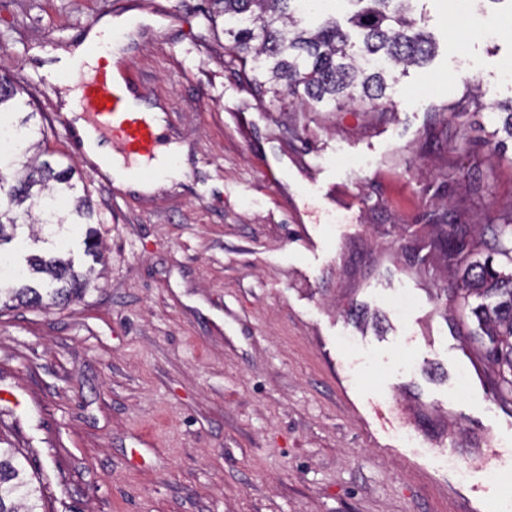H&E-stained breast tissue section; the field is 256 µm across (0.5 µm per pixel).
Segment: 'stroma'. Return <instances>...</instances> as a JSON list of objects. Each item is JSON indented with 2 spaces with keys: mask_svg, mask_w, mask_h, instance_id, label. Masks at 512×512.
<instances>
[{
  "mask_svg": "<svg viewBox=\"0 0 512 512\" xmlns=\"http://www.w3.org/2000/svg\"><path fill=\"white\" fill-rule=\"evenodd\" d=\"M206 0H0V74L65 60L105 15H157L127 43L183 178L113 193L66 140V84L34 92L55 161L83 174L102 260L64 307L0 310V446L45 512H478L512 468V408L461 348L442 224L512 208V0H417L436 42L380 100L257 94ZM479 83L475 101L464 79ZM412 305L399 311L396 301Z\"/></svg>",
  "mask_w": 512,
  "mask_h": 512,
  "instance_id": "1",
  "label": "stroma"
}]
</instances>
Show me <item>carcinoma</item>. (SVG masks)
<instances>
[{"mask_svg":"<svg viewBox=\"0 0 512 512\" xmlns=\"http://www.w3.org/2000/svg\"><path fill=\"white\" fill-rule=\"evenodd\" d=\"M306 2L212 0L216 10L205 19L213 24L224 17L229 63L241 69L252 63L259 91L284 90L318 103L351 98L356 89L366 98L381 99L391 71L420 65L434 53V43L411 16L412 0H354L364 4L351 17L359 31L356 42L334 20L304 25ZM21 89L11 75L0 74V123H5L0 133L18 137L0 168V246L17 238L21 228L34 226L49 229L58 245L27 259L29 271L48 280H20L0 288V304L61 305L78 298L88 285V276L75 270L61 250L71 226L94 223V209L89 199L73 194L74 167L39 160V144L30 140L36 113L23 111L16 100ZM499 108L505 116L492 137L494 149L503 153L499 135L512 140V101ZM486 233L489 238L477 240L467 224H443L433 247L460 275V298L472 321L465 339L484 362L492 397L501 406H512V210L486 225ZM0 512H44L41 487L11 448H0Z\"/></svg>","mask_w":512,"mask_h":512,"instance_id":"carcinoma-1","label":"carcinoma"}]
</instances>
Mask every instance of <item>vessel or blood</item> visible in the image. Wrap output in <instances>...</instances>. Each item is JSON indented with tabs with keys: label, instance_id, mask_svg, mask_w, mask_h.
<instances>
[{
	"label": "vessel or blood",
	"instance_id": "vessel-or-blood-1",
	"mask_svg": "<svg viewBox=\"0 0 512 512\" xmlns=\"http://www.w3.org/2000/svg\"><path fill=\"white\" fill-rule=\"evenodd\" d=\"M112 38L108 30L95 33L87 39L86 55L71 57L61 65V74L72 82L76 99L72 115H59L58 121L83 156L97 158L102 146L111 145L120 174L108 173L97 161L92 169L120 194L131 185L154 181L165 168L157 162L160 121L146 110L143 87L134 76L131 60L118 58L104 69L91 66L92 58L107 53Z\"/></svg>",
	"mask_w": 512,
	"mask_h": 512
}]
</instances>
